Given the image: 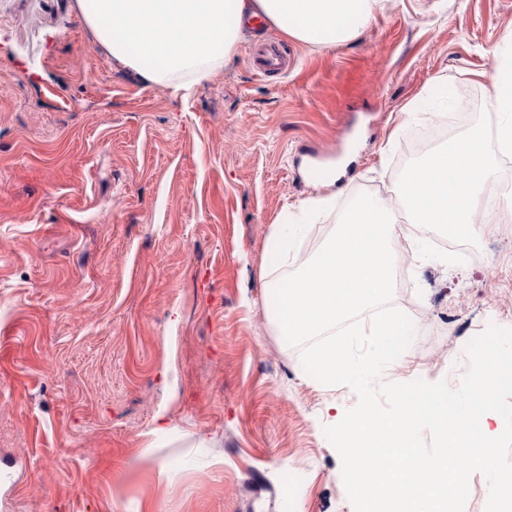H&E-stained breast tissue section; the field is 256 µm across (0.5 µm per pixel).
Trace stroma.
I'll list each match as a JSON object with an SVG mask.
<instances>
[{
  "label": "stroma",
  "instance_id": "1",
  "mask_svg": "<svg viewBox=\"0 0 512 512\" xmlns=\"http://www.w3.org/2000/svg\"><path fill=\"white\" fill-rule=\"evenodd\" d=\"M492 43L512 46V0H381L332 49L244 34L183 99L78 0H0V512H354L325 429L357 395L304 371L264 288L358 194L396 204L431 98L494 114ZM265 44L286 69L257 72ZM342 160L336 184L304 175ZM292 224L286 262L270 242ZM410 243L391 302L415 303L412 355L382 379L455 387L468 342L512 328V223L470 266Z\"/></svg>",
  "mask_w": 512,
  "mask_h": 512
}]
</instances>
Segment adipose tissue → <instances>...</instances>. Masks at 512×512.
Returning <instances> with one entry per match:
<instances>
[{
    "label": "adipose tissue",
    "mask_w": 512,
    "mask_h": 512,
    "mask_svg": "<svg viewBox=\"0 0 512 512\" xmlns=\"http://www.w3.org/2000/svg\"><path fill=\"white\" fill-rule=\"evenodd\" d=\"M87 24L113 57L149 83L187 97L237 53L247 19L331 48L357 39L379 0H81Z\"/></svg>",
    "instance_id": "adipose-tissue-1"
}]
</instances>
